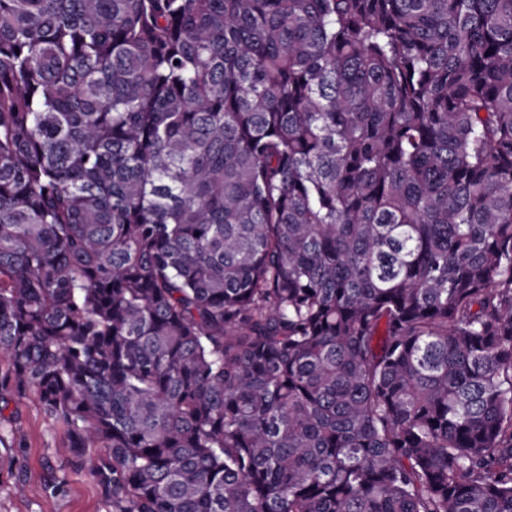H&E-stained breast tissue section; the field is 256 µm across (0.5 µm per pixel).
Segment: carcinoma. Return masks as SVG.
Segmentation results:
<instances>
[{
	"instance_id": "carcinoma-1",
	"label": "carcinoma",
	"mask_w": 512,
	"mask_h": 512,
	"mask_svg": "<svg viewBox=\"0 0 512 512\" xmlns=\"http://www.w3.org/2000/svg\"><path fill=\"white\" fill-rule=\"evenodd\" d=\"M29 393L109 512H512V0H0Z\"/></svg>"
}]
</instances>
